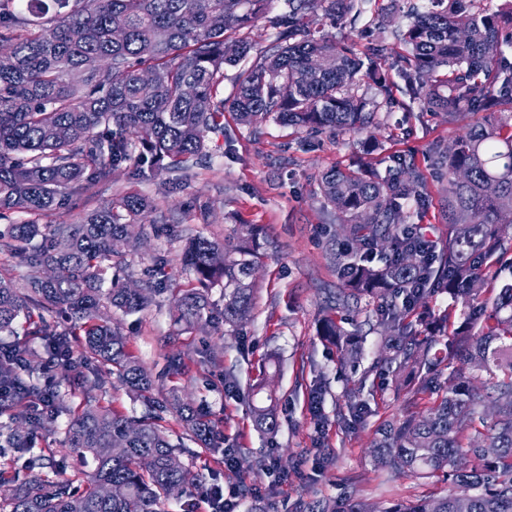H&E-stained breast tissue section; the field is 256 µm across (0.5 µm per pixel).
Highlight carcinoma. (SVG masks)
<instances>
[{"instance_id": "carcinoma-1", "label": "carcinoma", "mask_w": 512, "mask_h": 512, "mask_svg": "<svg viewBox=\"0 0 512 512\" xmlns=\"http://www.w3.org/2000/svg\"><path fill=\"white\" fill-rule=\"evenodd\" d=\"M270 2L0 0V247L17 266L37 269L23 288L0 278V334L8 335L0 338V415L46 429L66 412L61 397L47 399L30 347L10 339L21 317L26 335L61 369H100L143 407L138 418L92 404L74 414L63 445L91 459L85 487L34 476L13 489L9 512H161L194 481L160 425L159 388L114 318L169 291L166 257L129 288L130 261L115 249L133 240L154 205L129 193L77 224L18 223L10 215L54 211L68 191L93 194L123 166L138 177L179 179L224 136L226 110L244 125L273 119L359 134L392 111L396 89L450 122L467 111L486 119L433 152L448 182L439 200L448 227L441 242L428 246L420 235L432 196L415 154L378 155L322 174L319 194L338 226L327 246L341 283L336 306L364 319L349 329L325 309L319 333L336 348L340 369L353 372L364 338L380 336L373 368L398 386L405 373L413 381L405 386L409 409L384 424L371 453L394 475L441 473L451 489L408 506L380 510L350 498L311 512H512V283L495 285L489 271L492 258L512 252V61L501 38L512 0L495 9L487 0L412 7L410 22L396 30L405 52L390 66L382 41L360 56L314 35L319 22L356 24L371 0H284L273 16ZM260 19L274 30L272 46L241 72L230 100L217 97L224 66L253 52L241 32ZM116 23L120 40L112 37ZM366 83L376 96L361 93ZM258 235L241 224L233 242L186 239L182 261L196 285L169 291L180 332L218 319L236 330L250 320ZM217 287L224 309L216 313L209 295ZM435 293L461 309L415 313ZM62 315L76 326L57 329ZM271 368L262 365L246 399L256 428L272 436L279 418ZM434 392L441 397L420 407ZM172 405L194 441L213 445L203 409ZM347 409L337 422L348 429L367 414L360 402ZM7 442L0 455L30 452L25 434L11 432Z\"/></svg>"}]
</instances>
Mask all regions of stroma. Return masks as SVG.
Returning <instances> with one entry per match:
<instances>
[{
    "label": "stroma",
    "mask_w": 512,
    "mask_h": 512,
    "mask_svg": "<svg viewBox=\"0 0 512 512\" xmlns=\"http://www.w3.org/2000/svg\"><path fill=\"white\" fill-rule=\"evenodd\" d=\"M402 13L379 18L372 26L330 28L327 36L364 53L372 34L384 31L391 55L403 47L393 32L406 25ZM483 113H468L449 121L446 115L421 111L405 103L373 129L380 152L409 150L426 158L436 142H448L459 130L483 120ZM355 136L315 135L305 130L267 121L251 127L224 119V137L207 164L193 167L177 184L161 185L156 179H138L119 169L110 183L99 186L94 197L69 193L58 210L40 216L43 224H75L90 210L135 191L152 199L155 211L142 221V237L133 255L132 283H139L154 256L163 254L177 272L175 287L187 288L194 274L181 270L178 261L187 236L203 234L232 238L236 225H257L273 248L253 276V312L248 323L233 334L206 324L190 333H179L166 297L157 298L143 313L123 318V332L132 353L152 376H159L169 354H180L187 369L175 385L184 401L205 405L222 447L240 449L243 462L224 464L221 451L200 448L187 440L184 424L175 411H167L163 426L171 439H184L182 456L197 480L224 487H239L245 495L239 512H250L263 503L270 512H300L303 502H344L360 496L380 507L409 502L428 495H445L449 483L437 478L395 477L375 464L371 443L378 429L406 411L404 393L384 379L371 365L380 340L367 336L362 368L367 379L340 372L336 350L317 334V321L340 283L326 255V242L336 220L318 194L323 172L347 167L358 160ZM277 358L280 372L272 388L279 398L280 428L275 437L261 434L253 425L239 391L251 383L259 364ZM233 374L238 390L228 389L226 374ZM57 389L70 408L93 398L127 416H140L142 408L125 388L113 386L103 375L57 374ZM321 387L322 423L310 415L311 392ZM367 404L369 416L356 430L336 423V414L348 400ZM68 417H61L49 431L35 433L34 453L45 455L39 474L57 480L81 482L87 471L84 460L62 448Z\"/></svg>",
    "instance_id": "35a3bbf8"
}]
</instances>
